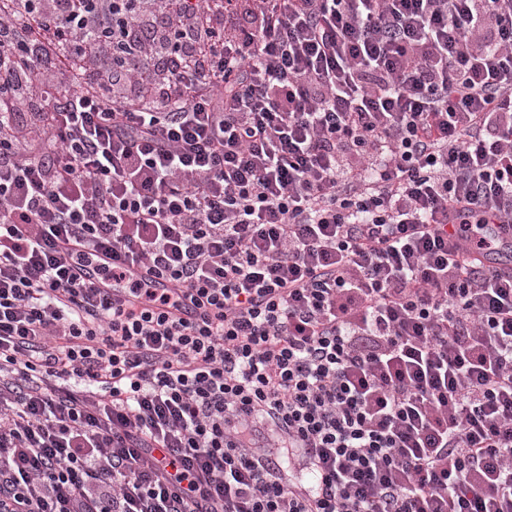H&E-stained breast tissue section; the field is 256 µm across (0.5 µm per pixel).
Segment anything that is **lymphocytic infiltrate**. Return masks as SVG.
Returning a JSON list of instances; mask_svg holds the SVG:
<instances>
[{
	"label": "lymphocytic infiltrate",
	"instance_id": "1",
	"mask_svg": "<svg viewBox=\"0 0 512 512\" xmlns=\"http://www.w3.org/2000/svg\"><path fill=\"white\" fill-rule=\"evenodd\" d=\"M493 224L512 0H0V512H512Z\"/></svg>",
	"mask_w": 512,
	"mask_h": 512
}]
</instances>
